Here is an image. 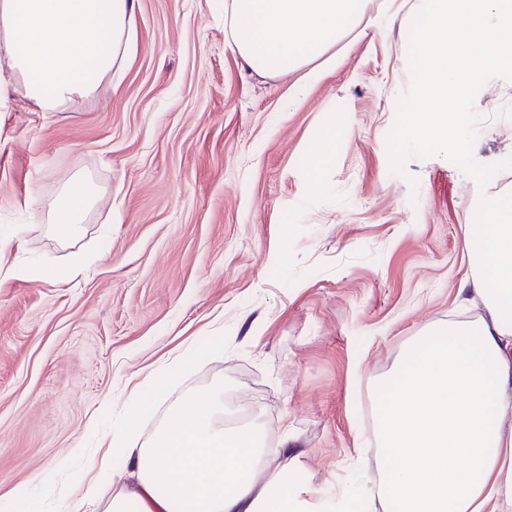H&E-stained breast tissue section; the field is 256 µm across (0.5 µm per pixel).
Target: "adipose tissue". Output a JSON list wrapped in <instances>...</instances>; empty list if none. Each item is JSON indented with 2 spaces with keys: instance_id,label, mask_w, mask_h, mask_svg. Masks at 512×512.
Segmentation results:
<instances>
[{
  "instance_id": "1",
  "label": "adipose tissue",
  "mask_w": 512,
  "mask_h": 512,
  "mask_svg": "<svg viewBox=\"0 0 512 512\" xmlns=\"http://www.w3.org/2000/svg\"><path fill=\"white\" fill-rule=\"evenodd\" d=\"M366 0H224L228 47L263 77L318 59L364 16ZM138 0H0V94L19 86L38 112L93 96L136 52ZM75 180L57 197L55 232L72 236L98 202ZM487 221L465 239L473 265L456 289L474 318L427 325L371 386L380 460L363 512H512V194L482 202ZM220 389L190 394L149 445L130 432L59 460L57 512H81L111 485L106 512H353L348 496L314 499L297 473L302 450L283 433L223 413Z\"/></svg>"
}]
</instances>
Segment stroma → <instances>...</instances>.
<instances>
[{
    "label": "stroma",
    "mask_w": 512,
    "mask_h": 512,
    "mask_svg": "<svg viewBox=\"0 0 512 512\" xmlns=\"http://www.w3.org/2000/svg\"><path fill=\"white\" fill-rule=\"evenodd\" d=\"M399 2L337 38L301 90L303 71L263 78L228 50L224 0H139L138 50L111 86L45 117L0 99V496L26 482L32 512H51L66 449L130 427L148 441L219 383L270 442L291 429L324 499L360 494L370 379L447 320L466 227L512 194V169L483 187L440 156L392 170L419 0ZM475 109V159L512 157V81ZM79 176L101 199L63 241L53 204ZM149 376L161 397L142 413ZM341 125L330 127L317 141L312 152L308 170L313 179H318L323 170L328 167L335 152L336 134Z\"/></svg>",
    "instance_id": "obj_1"
}]
</instances>
